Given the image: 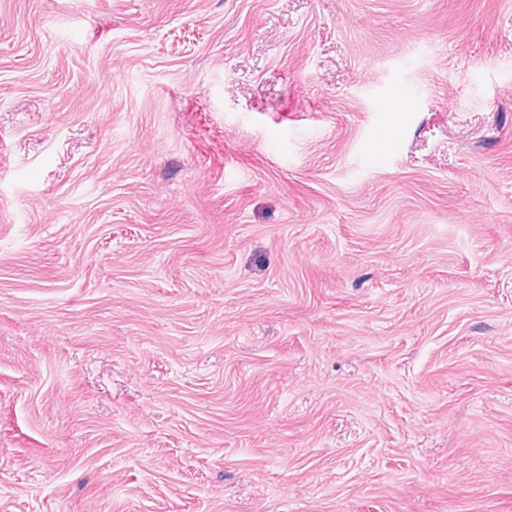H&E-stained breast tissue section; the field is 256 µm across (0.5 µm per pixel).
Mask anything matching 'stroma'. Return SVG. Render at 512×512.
Listing matches in <instances>:
<instances>
[{"label":"stroma","mask_w":512,"mask_h":512,"mask_svg":"<svg viewBox=\"0 0 512 512\" xmlns=\"http://www.w3.org/2000/svg\"><path fill=\"white\" fill-rule=\"evenodd\" d=\"M0 512H512V0H0Z\"/></svg>","instance_id":"obj_1"}]
</instances>
